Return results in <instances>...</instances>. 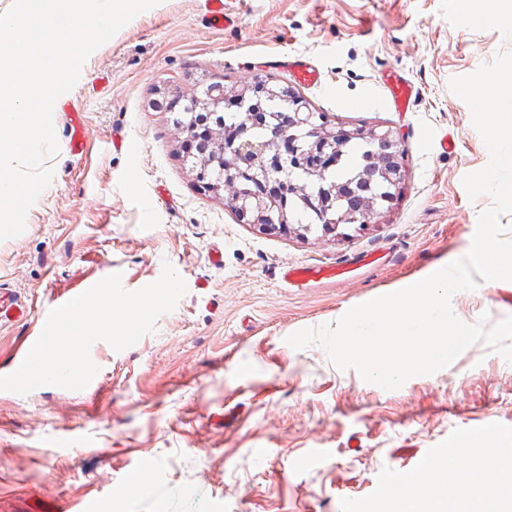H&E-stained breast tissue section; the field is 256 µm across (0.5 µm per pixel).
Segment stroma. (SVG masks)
I'll use <instances>...</instances> for the list:
<instances>
[{
    "label": "stroma",
    "mask_w": 512,
    "mask_h": 512,
    "mask_svg": "<svg viewBox=\"0 0 512 512\" xmlns=\"http://www.w3.org/2000/svg\"><path fill=\"white\" fill-rule=\"evenodd\" d=\"M206 2L161 0L88 58L65 95L83 148L69 149V112L53 113V180L24 233L0 241V289L28 310L0 324V375L42 331L41 311L89 280L115 271L135 291L168 262L188 285L136 344L91 350L98 386L0 391V512H370L381 485L410 489L421 458L469 431L512 436V363L484 343L387 391L286 341L469 251L493 201L469 200L462 179L489 153L449 81L512 51V25L471 20L470 0H224L234 22L215 28ZM287 56L308 58L321 84L269 68ZM389 71L418 90L408 111L386 99ZM266 78L333 127L396 137L403 178L376 223L266 232L197 187L166 89L219 81L231 95ZM289 265L343 272L297 288L281 278ZM451 307L495 325L512 317V282L479 283ZM304 455L313 464L294 469ZM143 458L151 487L128 492Z\"/></svg>",
    "instance_id": "obj_1"
}]
</instances>
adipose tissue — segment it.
Segmentation results:
<instances>
[{"instance_id": "1", "label": "adipose tissue", "mask_w": 512, "mask_h": 512, "mask_svg": "<svg viewBox=\"0 0 512 512\" xmlns=\"http://www.w3.org/2000/svg\"><path fill=\"white\" fill-rule=\"evenodd\" d=\"M504 444V438L484 432L467 438L458 450L476 457L475 479L449 477L443 460L431 468V480L415 477L409 492L388 489L383 506L389 512H512V475L501 469Z\"/></svg>"}]
</instances>
